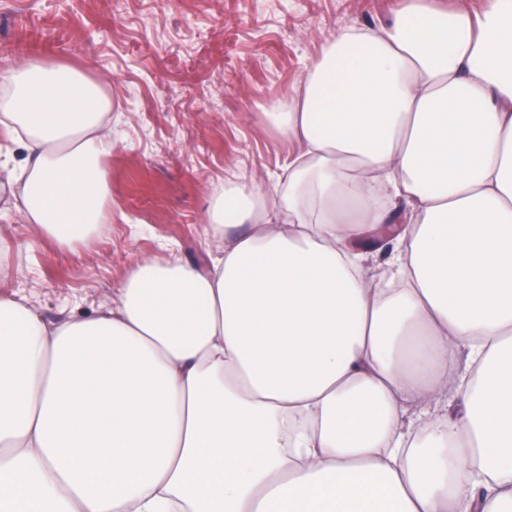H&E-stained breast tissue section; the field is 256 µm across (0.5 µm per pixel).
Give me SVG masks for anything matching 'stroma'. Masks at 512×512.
<instances>
[{
  "label": "stroma",
  "instance_id": "stroma-1",
  "mask_svg": "<svg viewBox=\"0 0 512 512\" xmlns=\"http://www.w3.org/2000/svg\"><path fill=\"white\" fill-rule=\"evenodd\" d=\"M398 0H0V56L51 58L109 83L112 222L60 246L20 211L0 234L24 275L0 288L44 318L110 306L131 263L201 262L213 191L276 181L294 147L266 124L339 28L373 24Z\"/></svg>",
  "mask_w": 512,
  "mask_h": 512
}]
</instances>
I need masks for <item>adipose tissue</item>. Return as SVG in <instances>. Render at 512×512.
Here are the masks:
<instances>
[{"label": "adipose tissue", "mask_w": 512, "mask_h": 512, "mask_svg": "<svg viewBox=\"0 0 512 512\" xmlns=\"http://www.w3.org/2000/svg\"><path fill=\"white\" fill-rule=\"evenodd\" d=\"M117 106L1 67L0 221L109 223ZM261 110L286 178L211 196L204 265L56 323L0 292V512H512V0H400Z\"/></svg>", "instance_id": "obj_1"}]
</instances>
